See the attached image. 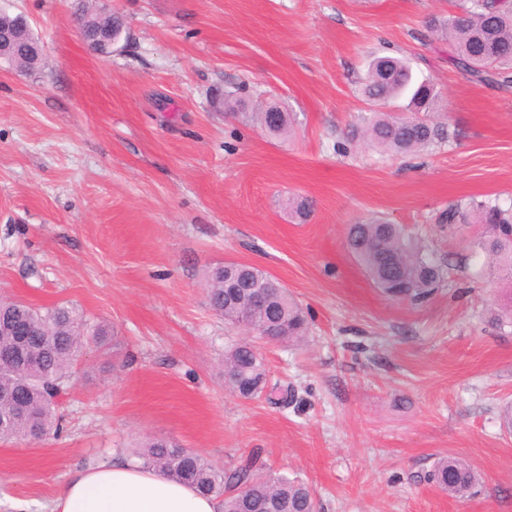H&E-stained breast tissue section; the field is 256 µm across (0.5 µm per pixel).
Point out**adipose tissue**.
Returning <instances> with one entry per match:
<instances>
[{
  "label": "adipose tissue",
  "mask_w": 512,
  "mask_h": 512,
  "mask_svg": "<svg viewBox=\"0 0 512 512\" xmlns=\"http://www.w3.org/2000/svg\"><path fill=\"white\" fill-rule=\"evenodd\" d=\"M51 512H219L215 498L121 462L73 469Z\"/></svg>",
  "instance_id": "ef3b65f1"
}]
</instances>
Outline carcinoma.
Here are the masks:
<instances>
[{
	"label": "carcinoma",
	"instance_id": "cac0c4a2",
	"mask_svg": "<svg viewBox=\"0 0 512 512\" xmlns=\"http://www.w3.org/2000/svg\"><path fill=\"white\" fill-rule=\"evenodd\" d=\"M74 21L85 30L86 44L99 54L112 39V27L124 24L116 14L107 18L90 9L86 0H78ZM430 29L452 44L458 63L475 81L483 83L495 76L512 84V0H466L448 18H432ZM39 56L37 42L30 39L22 50H12L4 59L27 67ZM361 93L378 109L363 117V125L351 131V138L360 136L387 154L402 155L447 137L444 126L420 116L434 110L439 92L426 80L413 83L407 61L394 57L371 61L361 81ZM406 95L407 112L384 110ZM252 116L261 127H273L272 136H286L290 131L288 117L275 127L265 111ZM440 219L450 226L476 228L474 242L486 256L490 274L512 283V205L504 207L496 199L470 206L455 204ZM346 242L376 287L391 298L421 301L443 279V269L427 246L400 224L381 218L351 224ZM220 278L218 272L209 271L207 299L210 309L225 321L258 334L273 327L281 333L279 341L290 344L305 338L304 311L288 289L268 292L264 308L243 312L224 298ZM81 328L82 318L72 307L38 308L0 295V351L21 348L16 359L0 361V441L34 442L62 429L58 407L65 382L88 344L102 345L110 335L105 325L95 327L89 338ZM266 384L265 361L253 353L251 345L237 344L225 352L224 385L229 390L245 386L247 391L241 396L257 398ZM136 456L141 467L218 499L221 512H268L271 499L278 500L284 512H317L313 491L296 477L256 472L249 465L228 474L194 450L161 439L146 442ZM428 478L442 491L458 495L472 487L476 474L467 463L446 456L434 463Z\"/></svg>",
	"mask_w": 512,
	"mask_h": 512
}]
</instances>
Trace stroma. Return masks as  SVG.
<instances>
[{
  "label": "stroma",
  "instance_id": "obj_1",
  "mask_svg": "<svg viewBox=\"0 0 512 512\" xmlns=\"http://www.w3.org/2000/svg\"><path fill=\"white\" fill-rule=\"evenodd\" d=\"M459 4L108 0L126 35L104 56L74 0H0L43 46L33 69L0 61V292L113 333L77 363L60 435L0 442V512H48L70 470L150 439L299 477L320 512H512V327L490 322L512 285L488 277L470 229L438 221L460 202L512 203V87L475 82L428 30ZM376 56L434 82L445 141L408 156L347 144ZM271 105L293 113L289 136L253 120ZM302 197L303 223L288 208ZM373 217L442 264L424 302L388 298L351 255L348 226ZM228 259L284 282L304 344L209 308L206 273ZM239 343L269 387L293 388L287 405L225 389ZM445 456L476 472L467 494L428 481Z\"/></svg>",
  "mask_w": 512,
  "mask_h": 512
}]
</instances>
